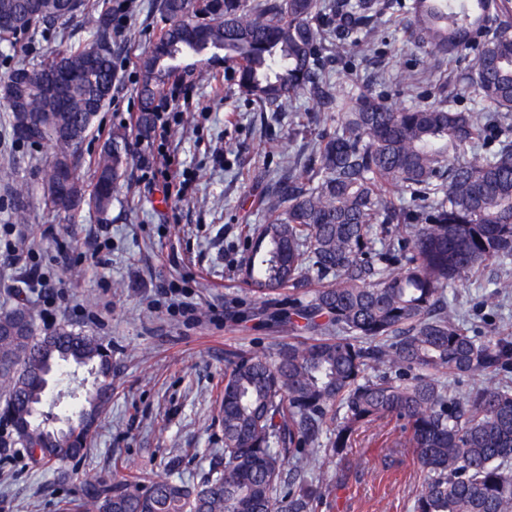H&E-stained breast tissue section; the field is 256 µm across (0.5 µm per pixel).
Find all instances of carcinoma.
<instances>
[{
  "label": "carcinoma",
  "mask_w": 512,
  "mask_h": 512,
  "mask_svg": "<svg viewBox=\"0 0 512 512\" xmlns=\"http://www.w3.org/2000/svg\"><path fill=\"white\" fill-rule=\"evenodd\" d=\"M384 0H160L166 28L140 60L137 123L146 128L165 82L191 52L236 65L242 94L277 111L299 95L327 111L308 154L283 164L250 200L267 223L252 228L242 279L279 306L296 333L267 358L230 355L218 419L224 448L199 479L102 476L77 489L89 512H318L324 483L309 461L344 457L357 432L382 418L404 423L424 473L412 512H512V336H472L446 289L494 264L512 266V0H411L403 24L439 62L477 46L469 88L478 107L449 104L455 84L392 103L367 86L336 88L322 50L340 55L384 32ZM81 14L89 43L67 46L0 80V119L27 142L50 144L41 170L47 209L84 205L108 220L129 169L128 134L112 131L76 175L116 68L108 0H0V44L33 25ZM318 287L310 288L312 278ZM24 307L0 311V412L35 463L80 456L112 391V360L97 339L62 325L38 340ZM62 365L91 368L64 436L41 427L45 382ZM482 374L465 392L442 378ZM333 421L322 433L326 419ZM295 477L283 475L284 463Z\"/></svg>",
  "instance_id": "carcinoma-1"
}]
</instances>
